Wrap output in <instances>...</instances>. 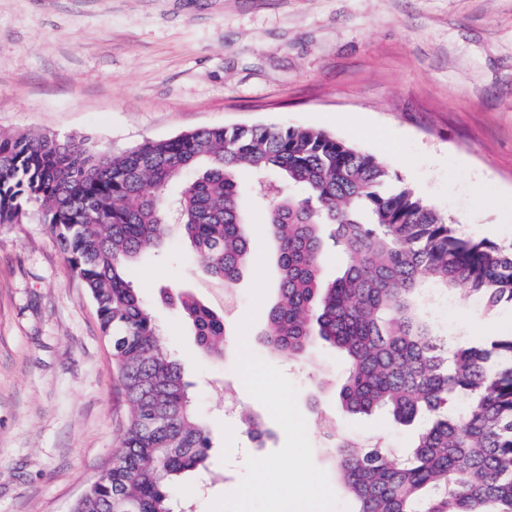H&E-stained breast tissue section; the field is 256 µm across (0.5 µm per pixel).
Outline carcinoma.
<instances>
[{"mask_svg": "<svg viewBox=\"0 0 512 512\" xmlns=\"http://www.w3.org/2000/svg\"><path fill=\"white\" fill-rule=\"evenodd\" d=\"M242 169L267 204L279 271L261 341L299 359L318 344L339 350L346 411L419 424L404 455L335 439L357 512H512V336L451 345L423 305L429 285L462 287L486 308L512 303V251L458 233L377 158L318 129L200 128L118 153L0 130V224L32 210L48 224L96 306L127 402L112 465L71 512H176L179 478L207 469L209 431L129 271L178 236L231 299L252 259ZM330 253L342 271L325 283ZM178 300L198 346L222 356L224 314L187 291Z\"/></svg>", "mask_w": 512, "mask_h": 512, "instance_id": "carcinoma-1", "label": "carcinoma"}]
</instances>
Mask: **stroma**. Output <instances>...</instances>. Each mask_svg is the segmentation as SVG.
I'll return each instance as SVG.
<instances>
[{"label": "stroma", "instance_id": "1", "mask_svg": "<svg viewBox=\"0 0 512 512\" xmlns=\"http://www.w3.org/2000/svg\"><path fill=\"white\" fill-rule=\"evenodd\" d=\"M320 128L382 159L416 196L455 226L512 247L497 232L512 202V0H0V129L87 138L119 152L147 140L215 126ZM397 133L386 156L380 131ZM239 182L251 213L253 254H264L267 291L247 332L255 268L244 271L232 311L223 288L181 239L142 255L130 280L190 384L212 448L207 479L174 494L210 512L233 492L247 456L285 442L282 428L246 390L235 367L238 341L279 368L297 389L314 464L340 504L333 450L315 416L338 434L406 450L412 428L385 414L353 415L337 392L341 353L320 345L308 358L259 340L277 299L266 209ZM192 292L226 313L229 354H203L175 295ZM431 324L466 344L512 332V304L483 310L466 292L430 291ZM127 410L96 308L38 214L0 224V512H69L107 469ZM270 435L251 440L240 415Z\"/></svg>", "mask_w": 512, "mask_h": 512}]
</instances>
